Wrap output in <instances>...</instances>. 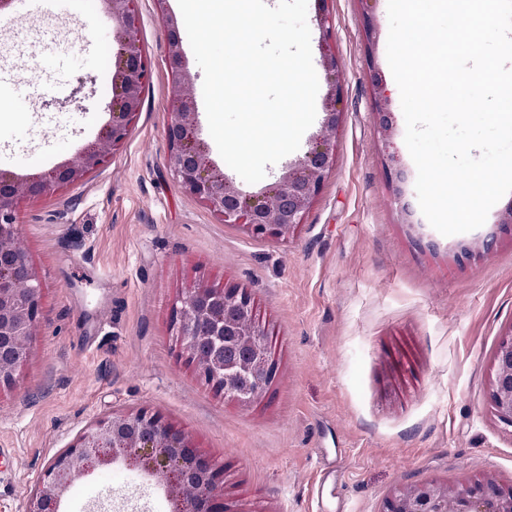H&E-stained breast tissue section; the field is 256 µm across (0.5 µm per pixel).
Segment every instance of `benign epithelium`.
<instances>
[{
  "label": "benign epithelium",
  "instance_id": "1",
  "mask_svg": "<svg viewBox=\"0 0 512 512\" xmlns=\"http://www.w3.org/2000/svg\"><path fill=\"white\" fill-rule=\"evenodd\" d=\"M134 0H105L116 23L112 68V108L104 131L75 159L44 174L19 177L0 169V391L17 386L31 356L41 320L42 282L19 242L17 206L83 181L104 167L128 139L151 72L137 26ZM167 40V67L181 90L167 127V166L180 187L200 200L225 224L249 235L285 241L302 224L319 195L334 160V137L343 117L344 79L330 46L333 23L329 0H315L323 33L326 73L320 130L302 157L258 193L240 190L210 161L198 137L192 77L177 20L167 0H154ZM383 136L394 129L393 113L375 112ZM175 347L198 376L224 398L242 407L259 399L274 376L266 335L256 321L251 295L243 290L197 283L182 290L172 305ZM243 356L224 358V341ZM490 401L498 420L512 427V324L500 335L493 357ZM122 461L163 480L172 512H236L224 501V467L183 429L147 408L94 418L41 473L23 512H58V505L81 475ZM383 512H512V482L494 473L456 481L436 479L392 486Z\"/></svg>",
  "mask_w": 512,
  "mask_h": 512
}]
</instances>
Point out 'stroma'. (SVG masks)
I'll use <instances>...</instances> for the list:
<instances>
[{
    "label": "stroma",
    "instance_id": "1",
    "mask_svg": "<svg viewBox=\"0 0 512 512\" xmlns=\"http://www.w3.org/2000/svg\"><path fill=\"white\" fill-rule=\"evenodd\" d=\"M345 80L335 158L288 240L218 221L166 166L175 92L154 0H137L152 61L141 111L111 162L57 194L22 200L20 243L44 288L18 388L0 393V512H22L52 458L95 417L142 407L225 467L235 512H381L397 483L512 478V428L489 382L512 325V227L445 236L419 212L400 91L387 60V0H330ZM376 38H367L365 19ZM103 0L0 15V168L42 173L109 119L116 47ZM375 59L403 170L404 223L367 76ZM96 82L66 110L78 75ZM490 248H483V241ZM198 282L253 297L275 363L250 407L217 395L180 359L172 303ZM163 482L115 463L87 473L60 512H169Z\"/></svg>",
    "mask_w": 512,
    "mask_h": 512
}]
</instances>
